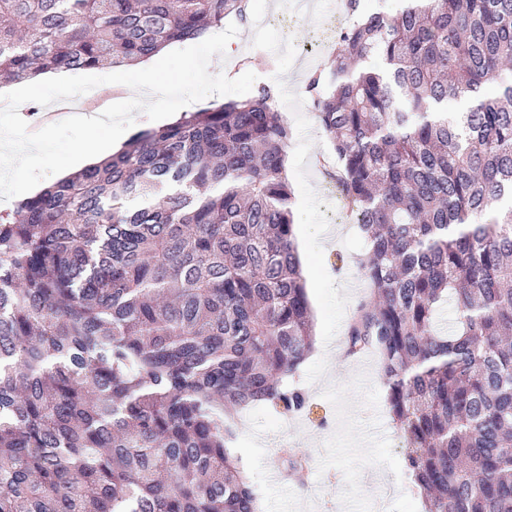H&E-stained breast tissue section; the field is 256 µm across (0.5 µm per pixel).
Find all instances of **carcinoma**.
Masks as SVG:
<instances>
[{
    "label": "carcinoma",
    "instance_id": "1",
    "mask_svg": "<svg viewBox=\"0 0 512 512\" xmlns=\"http://www.w3.org/2000/svg\"><path fill=\"white\" fill-rule=\"evenodd\" d=\"M248 6L0 0V77L142 60ZM344 7L306 92L367 240L345 353L379 358L424 512H512V0ZM275 98L142 130L0 210V512H258L224 415L316 408Z\"/></svg>",
    "mask_w": 512,
    "mask_h": 512
}]
</instances>
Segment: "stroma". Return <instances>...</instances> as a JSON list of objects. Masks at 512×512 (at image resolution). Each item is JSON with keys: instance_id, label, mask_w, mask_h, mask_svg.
Instances as JSON below:
<instances>
[{"instance_id": "1", "label": "stroma", "mask_w": 512, "mask_h": 512, "mask_svg": "<svg viewBox=\"0 0 512 512\" xmlns=\"http://www.w3.org/2000/svg\"><path fill=\"white\" fill-rule=\"evenodd\" d=\"M342 0H252L232 54L213 57L210 73L251 71L277 93L276 107L291 130L285 162L293 189L294 235L303 253L316 342L298 372L317 409L311 416L275 414L252 404L234 416L231 452L256 491L260 512H421L405 466L406 441L389 417L386 386L375 355L345 357V329L365 294L359 258L366 249L357 224L326 178L332 145L305 92L309 74L331 55L316 51L327 17ZM342 267H335L336 257ZM306 457L304 482L281 473L277 455Z\"/></svg>"}]
</instances>
